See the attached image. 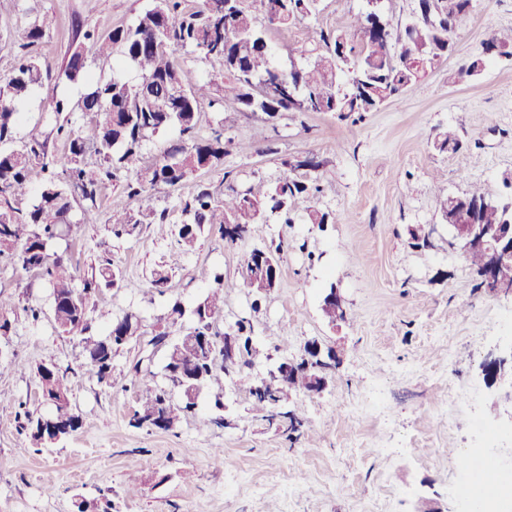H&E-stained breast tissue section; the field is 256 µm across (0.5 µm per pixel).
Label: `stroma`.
I'll return each mask as SVG.
<instances>
[{"instance_id":"35a3bbf8","label":"stroma","mask_w":512,"mask_h":512,"mask_svg":"<svg viewBox=\"0 0 512 512\" xmlns=\"http://www.w3.org/2000/svg\"><path fill=\"white\" fill-rule=\"evenodd\" d=\"M152 0H0V79L11 73L19 53L8 32L42 15L55 19L35 48L53 71H62L76 48L86 70L100 80L112 76V59L94 54L85 31L107 37L128 26ZM365 0H322L317 18L267 32L274 63L289 69L294 49L323 30H351ZM512 27V0H473L455 37V50L428 69L415 88L391 98L357 121L325 112H287L253 142L259 120L224 103L221 67L203 55L183 51L175 62L188 84L209 81L213 103L199 114L198 133L252 142L250 152L229 149L224 163L161 189L148 206L166 211L162 224L143 225L133 237L113 239L107 218L127 204L122 180L106 183L98 206L74 209L79 225L56 249L79 269L94 273L107 256L120 272L117 287L88 298L96 331L129 312L146 326L165 318L169 305H192L214 284L215 274L237 281L253 249L284 244L280 282L252 308L241 287L224 297L220 324L252 321L264 360L245 370L223 398L228 428L207 426L216 415L213 392L202 391L198 406L174 430L131 427L139 405L131 382L141 343L114 361L113 384L104 387L84 369L78 341L60 336L50 290L36 275L0 261V292L14 305L0 310L12 328L0 336V512H76L86 498L111 499L112 512H470L451 492L454 481L480 480V466L463 470L458 460L479 446L475 423L512 424V401L487 387L481 365L496 346L512 342V298L477 288L476 275L449 241L440 199L475 184L502 188L512 175V60L487 59L475 79L460 69L483 53L492 32ZM82 84L55 78L21 106L18 136L39 129L49 153L62 157L66 141L53 131L50 104H77ZM455 129L462 147L435 148L436 137ZM312 153L322 165L319 193L298 209L314 206L335 223L318 226L278 215L253 225L249 238L229 243L217 225H205L197 248L180 254L177 227L181 202L199 184L266 191L283 160ZM434 230L435 245L412 247L409 231ZM179 254L164 291L151 285L159 261ZM339 289L349 321L328 324L321 297ZM36 306L38 318L25 309ZM319 341L339 359L320 394L296 393L292 405L305 411L311 439L289 442L268 429L251 406V385L274 362L301 354ZM72 371L70 402L80 429L42 450L31 447L24 412L44 413L39 366Z\"/></svg>"}]
</instances>
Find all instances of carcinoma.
I'll return each mask as SVG.
<instances>
[{"mask_svg":"<svg viewBox=\"0 0 512 512\" xmlns=\"http://www.w3.org/2000/svg\"><path fill=\"white\" fill-rule=\"evenodd\" d=\"M187 0H155L152 8L141 13L136 22L112 30L106 41L93 34V50L98 56L120 54L121 61L112 70V79L94 80L86 74L83 54H71L65 75L70 81H82L79 122L66 119L56 127L57 135L69 145L61 159L48 155L41 133L31 130L17 137L21 121L20 105L35 88L50 77L49 63L24 55L11 76L0 81V259L5 258L26 272L35 273L49 286L55 327L62 336L78 341L85 352V367L97 382L112 385L115 357L130 345L142 320L130 312L112 322L101 334L92 333L88 297L101 288L116 286L119 274L110 259L101 260L89 277L78 276L69 260L53 250L62 230H71L73 202L80 197L86 210L95 207L101 187L120 172L131 174L123 187L131 200L149 197L159 187H174L189 175L223 165L226 147L223 133L210 138L198 136V116L211 97V83L188 86L175 65V55L193 49L218 62L224 72V101L242 111L261 115L265 124L275 123L285 112H331L342 118L378 110L390 98L416 85L426 73L419 62L433 66L448 56L454 38L470 13L472 0H416L413 15L404 25L393 26L384 14L357 15L354 30L319 33L314 47L303 43L295 52L304 60L299 67L283 70L273 63L272 48L265 28L282 27L319 13L320 0H199L189 8ZM49 21H34L19 26L12 42L27 47L44 35ZM498 52L512 57V29L498 31L484 44V53ZM345 87L343 93L336 85ZM169 129L176 137L147 160L144 146L154 135ZM462 143L453 129L440 134L435 147L455 152ZM320 162L307 154L300 160L283 163L274 183L263 193L229 189L221 194L209 185L199 186L184 201L185 219L179 225L182 252L194 250L206 224L235 225L234 231L250 234L252 225L277 214L284 223L293 222L296 202L320 191L316 181L304 176ZM501 195L489 185L476 186L443 199L441 209L455 224H505L512 219L498 200ZM165 212L146 207L136 209L115 206L108 224L112 237L121 240L137 233L145 224H161ZM245 259L242 282L215 277V285L187 308L176 300L170 307L169 324L183 319L191 322V331L167 343L164 376L182 388L224 391L227 373L242 372L260 362L263 353L248 340L253 326L248 320L237 322L238 332L247 337L240 360L201 359L197 355L199 338L215 343L220 334L216 321L224 310V294L245 286L260 288L251 262ZM478 283L484 287L485 255L467 254ZM176 261L163 262L151 273L154 288L167 287ZM58 394L49 395L51 410L34 415L24 412L26 429L35 447L48 445L47 437H66L79 429V416L68 399L69 387L57 371L51 369ZM46 374V375H48ZM46 375L37 369L39 384ZM134 385L139 410L131 426L168 431L190 411L170 399L167 388L152 371L135 369ZM276 387L265 392H249L253 407L267 422L285 427L288 439L303 427L301 413L278 418L273 413Z\"/></svg>","mask_w":512,"mask_h":512,"instance_id":"1","label":"carcinoma"}]
</instances>
